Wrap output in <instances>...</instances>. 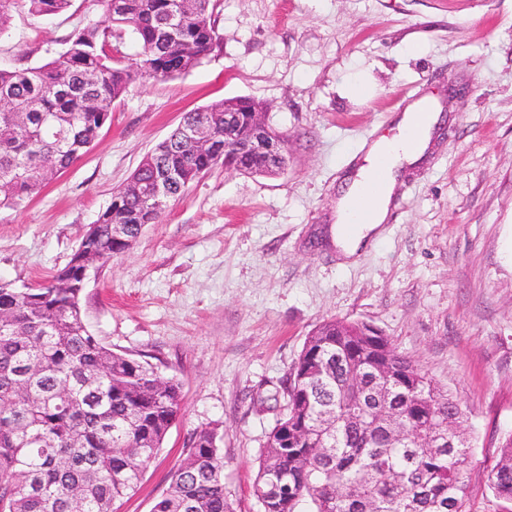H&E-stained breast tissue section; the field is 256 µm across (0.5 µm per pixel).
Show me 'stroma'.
<instances>
[{
	"mask_svg": "<svg viewBox=\"0 0 512 512\" xmlns=\"http://www.w3.org/2000/svg\"><path fill=\"white\" fill-rule=\"evenodd\" d=\"M97 0L14 12L0 68L41 65ZM221 45L194 69L134 83L72 167L0 210V283L64 267L142 157L186 113L221 99L262 103L288 137V168L215 167L161 223L101 268L82 297L87 328L179 382L182 409L139 489L118 512H151L189 436L220 427L235 512H260L258 457L271 398L314 326L371 324L459 403L471 445L469 512H497L488 474L512 434V0H216ZM357 78L368 98L347 88ZM431 100L444 127L404 166L380 238L342 258L338 190Z\"/></svg>",
	"mask_w": 512,
	"mask_h": 512,
	"instance_id": "1",
	"label": "stroma"
}]
</instances>
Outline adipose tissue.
<instances>
[{
	"label": "adipose tissue",
	"instance_id": "1",
	"mask_svg": "<svg viewBox=\"0 0 512 512\" xmlns=\"http://www.w3.org/2000/svg\"><path fill=\"white\" fill-rule=\"evenodd\" d=\"M439 120L435 112L403 113L396 134L370 148L367 167L361 168L336 204L334 237L345 257L355 256L370 237L379 234L399 171L423 153ZM414 126L420 129L415 143L408 136Z\"/></svg>",
	"mask_w": 512,
	"mask_h": 512
}]
</instances>
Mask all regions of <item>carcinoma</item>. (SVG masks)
I'll return each instance as SVG.
<instances>
[{
  "instance_id": "cac0c4a2",
  "label": "carcinoma",
  "mask_w": 512,
  "mask_h": 512,
  "mask_svg": "<svg viewBox=\"0 0 512 512\" xmlns=\"http://www.w3.org/2000/svg\"><path fill=\"white\" fill-rule=\"evenodd\" d=\"M103 19L74 32L52 60L0 69V209L16 208L94 146L112 104L137 81H164L197 67L219 45L214 0H98ZM71 0H0V32L14 10L49 16ZM139 51L123 64L119 44ZM235 116L237 152H197L173 129L134 175L172 167L181 195L214 167L267 175L275 165L254 147L249 98L216 101L185 116L224 144V108ZM150 211L130 186L87 230L70 261L27 295L0 285V512H117L141 485L180 414L172 378L102 343L78 319L76 285L140 237ZM401 392L379 405L373 386ZM286 404L260 450L253 494L262 512H467L468 438L448 437L459 403L389 339L364 322L330 319L307 336L284 383ZM224 435L194 432L185 458L152 512H234L224 485ZM489 487L512 512V435L502 441Z\"/></svg>"
}]
</instances>
